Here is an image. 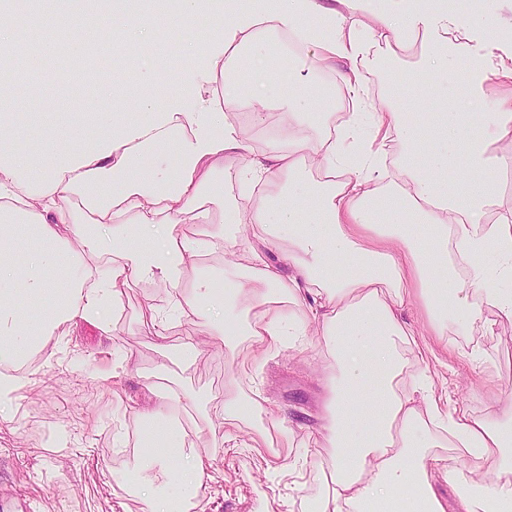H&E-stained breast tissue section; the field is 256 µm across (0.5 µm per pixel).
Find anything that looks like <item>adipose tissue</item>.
Here are the masks:
<instances>
[{
    "mask_svg": "<svg viewBox=\"0 0 512 512\" xmlns=\"http://www.w3.org/2000/svg\"><path fill=\"white\" fill-rule=\"evenodd\" d=\"M336 2L328 8L319 0H224L211 63L189 69L168 96L137 94L138 122L103 114L82 146L73 145L69 126H57L48 156L36 146L17 150L14 103L2 93L13 68L0 63V363L25 360L62 324L108 323L121 288L141 282L165 283L176 296L171 311L151 305L140 315L143 334L160 347L172 317L188 313L205 317L235 357L246 347L279 349L287 337L305 335L313 319L336 360L316 429L329 450L318 512H512V413L454 416L435 405L421 414L399 388L402 349L415 338L398 315L418 303L443 346L449 326L469 328L481 304L512 319V223L495 211L502 188L489 176L512 167L497 151L512 145V29L489 32L484 0H472L465 14L458 0ZM162 4L113 0L90 35L66 10L31 18L72 30L78 53L90 37L118 33L131 48L152 35ZM371 12L396 47L392 60L415 50L432 111H416L408 100L390 103L351 113L334 132L330 105H317L315 95L254 80L272 36L287 35L321 59L346 60L343 85L359 100L360 68L374 56L375 39L345 24ZM461 61L467 102L448 81ZM228 69L239 79L225 81ZM492 73L499 88L487 82ZM269 95L284 98L293 124L251 159L228 113L249 107L251 125L264 126L266 113L252 104ZM365 129L397 143L402 182H384L377 152L358 147ZM312 154L323 180L307 168ZM158 157L164 168H146ZM219 170L246 186L263 183L248 211L224 206L221 221L257 227L268 250L287 248V266L257 253L240 275L201 271L214 237L186 226L205 217L203 200ZM74 240L81 252L71 249ZM103 256L104 275L96 263ZM460 261L469 277L458 273ZM195 351L185 343L147 386L155 399L143 412L150 460L124 477L141 512H180L212 478L208 464L185 455L183 433L167 414L171 404L205 418L220 415L228 440L241 424H253L251 448L272 447L277 436L291 445L286 419L260 394L228 390L204 405L188 393L182 375ZM455 443L501 480L487 492L454 476L448 504L436 495L426 461L432 449Z\"/></svg>",
    "mask_w": 512,
    "mask_h": 512,
    "instance_id": "adipose-tissue-1",
    "label": "adipose tissue"
}]
</instances>
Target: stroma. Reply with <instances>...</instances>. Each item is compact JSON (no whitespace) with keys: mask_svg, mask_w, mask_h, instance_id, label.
<instances>
[{"mask_svg":"<svg viewBox=\"0 0 512 512\" xmlns=\"http://www.w3.org/2000/svg\"><path fill=\"white\" fill-rule=\"evenodd\" d=\"M169 17L165 10L155 19L163 44L150 58L154 77L149 89L157 95L178 89L184 47L197 32L193 25L170 31ZM378 49L381 61L361 68L367 99L377 103L392 95H417L420 88L408 83V71L391 69L384 61L389 45L379 42ZM76 59L69 40L49 34L33 41L27 55L16 61V69L26 72L38 88L37 93L16 96L24 113L16 135L22 144L47 138L50 128L60 124L73 125L75 142H83L93 134V118L101 112L121 111L127 120L137 119L136 110L123 107L120 99L123 87L139 83V65L117 72L105 62L95 76L76 82L71 78ZM280 67L286 73L302 72L308 83L331 90L336 122L354 111L341 81L346 61L325 62L299 48ZM171 303L169 286L160 284L151 291L141 283L130 285L111 309V326L81 319L63 324L27 364L10 368L17 384L0 392V500L11 501L7 512H140L141 504L123 476L146 464L142 413L152 404L146 376L188 339L197 350L185 374L194 394L220 398L225 384L234 383L268 398L293 428L291 447L275 457L249 448L251 425L227 442L218 421H197L187 443L211 463L213 479L193 512H305L317 491L320 464L328 456L310 438L323 404L324 379L333 365L324 352L320 324L309 322L304 343L264 354L240 370L202 320L174 323L164 350L143 335L138 318L144 307L166 309ZM401 317L415 332L417 344L404 350L407 365L400 388L412 394L419 410H426L429 400L414 386L419 377L428 376L442 412L463 407L486 418L512 412V319L486 306L469 329H449L452 350L443 365L433 355L417 356L418 347L433 342L420 307L403 309ZM488 377L493 380L489 392L477 386ZM435 454L438 461L429 470L445 501L455 497L445 473L463 474L486 488L495 479L488 466L451 450L439 448Z\"/></svg>","mask_w":512,"mask_h":512,"instance_id":"obj_1","label":"stroma"}]
</instances>
